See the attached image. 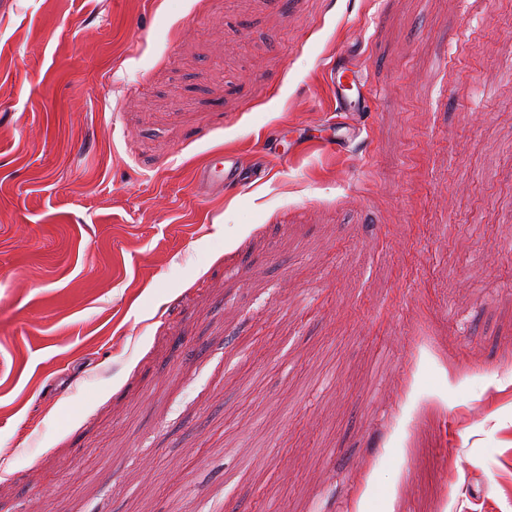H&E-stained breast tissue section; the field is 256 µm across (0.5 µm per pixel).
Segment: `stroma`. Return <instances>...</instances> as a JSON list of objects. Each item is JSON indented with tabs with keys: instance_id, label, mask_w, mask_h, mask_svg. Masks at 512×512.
I'll return each mask as SVG.
<instances>
[{
	"instance_id": "stroma-1",
	"label": "stroma",
	"mask_w": 512,
	"mask_h": 512,
	"mask_svg": "<svg viewBox=\"0 0 512 512\" xmlns=\"http://www.w3.org/2000/svg\"><path fill=\"white\" fill-rule=\"evenodd\" d=\"M511 449L512 0H0V512H512ZM346 69L345 67H338L333 68L331 70L330 74V82L331 84L336 87V97L338 101H340L342 104L346 105L345 101L348 100V95L346 91H352L354 88L357 89L358 84L357 81L362 84V79L357 76L355 73L354 75L351 72L343 71L341 75L339 73ZM339 75V76H338ZM200 177H202L203 181H212L221 185H232L242 180V171L235 158L226 156L219 165L205 168L201 172Z\"/></svg>"
}]
</instances>
